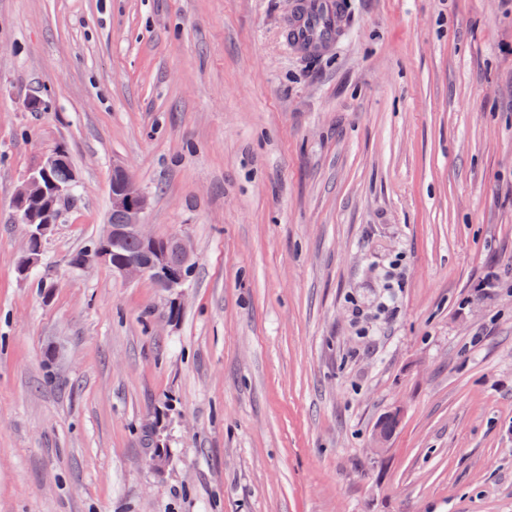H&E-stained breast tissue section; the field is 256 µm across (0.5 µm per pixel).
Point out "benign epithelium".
Here are the masks:
<instances>
[{
  "label": "benign epithelium",
  "mask_w": 512,
  "mask_h": 512,
  "mask_svg": "<svg viewBox=\"0 0 512 512\" xmlns=\"http://www.w3.org/2000/svg\"><path fill=\"white\" fill-rule=\"evenodd\" d=\"M63 164L65 159L60 152L45 155L17 189L15 220L30 227V241H41L51 225L60 223L63 210L55 208L56 200L68 196L78 184L73 170L70 171L69 185L65 187L51 180L50 172ZM111 192L112 204L124 211V223L109 221L104 225L98 236L99 248L89 261L110 263L113 273L123 278L148 276L161 288L174 290L181 287L184 284L183 267L193 261L191 248L183 240H173L172 248L179 259L175 264L167 252L154 247V236L148 232L144 219L146 199L127 169L120 167L113 171ZM127 235L140 239L148 250L147 256L120 264L111 263L112 247ZM39 261V251L27 247L19 258L18 271L25 274Z\"/></svg>",
  "instance_id": "benign-epithelium-1"
}]
</instances>
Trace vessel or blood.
Returning a JSON list of instances; mask_svg holds the SVG:
<instances>
[{"instance_id": "vessel-or-blood-1", "label": "vessel or blood", "mask_w": 512, "mask_h": 512, "mask_svg": "<svg viewBox=\"0 0 512 512\" xmlns=\"http://www.w3.org/2000/svg\"><path fill=\"white\" fill-rule=\"evenodd\" d=\"M342 0H302L288 23V39L293 48L323 50L332 46L342 27Z\"/></svg>"}]
</instances>
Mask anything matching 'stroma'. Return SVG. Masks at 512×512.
Here are the masks:
<instances>
[{"mask_svg":"<svg viewBox=\"0 0 512 512\" xmlns=\"http://www.w3.org/2000/svg\"><path fill=\"white\" fill-rule=\"evenodd\" d=\"M344 2L0 0V512H512V0ZM119 166L178 291L70 263ZM342 0H304L288 23L294 49L324 50L336 43L342 27ZM63 164L65 159L60 152L48 153L39 165L24 177L17 189L14 200L15 220L31 228L27 246L18 261V271L21 274L27 273L40 261V251L31 249L28 245L29 241H41L52 224L60 223L63 209L55 208L56 200L68 196L70 191L77 187V176L75 171L69 170L72 165L68 157L67 165L57 168ZM51 171L53 172L50 178ZM68 178L69 185L63 187L57 184L66 183ZM36 187H38L37 191Z\"/></svg>","mask_w":512,"mask_h":512,"instance_id":"35a3bbf8","label":"stroma"}]
</instances>
